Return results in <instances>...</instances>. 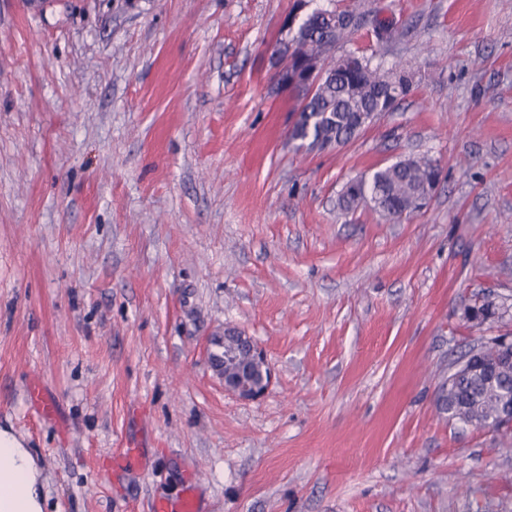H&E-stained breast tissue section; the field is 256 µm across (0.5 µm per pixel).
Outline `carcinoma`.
I'll use <instances>...</instances> for the list:
<instances>
[{
    "label": "carcinoma",
    "instance_id": "cac0c4a2",
    "mask_svg": "<svg viewBox=\"0 0 512 512\" xmlns=\"http://www.w3.org/2000/svg\"><path fill=\"white\" fill-rule=\"evenodd\" d=\"M370 26L378 43L388 45L402 39L404 31L393 22L373 19L368 0H349L342 8L315 9L296 25L291 36L303 61L321 58L329 67L326 78L306 105L291 138L321 147L329 141L345 144L362 132L360 124L372 125L394 111L409 92L412 76L402 63L387 67L375 57L352 51L335 54L336 48L349 43L358 31ZM441 168L427 157H408L382 167L372 175L370 184L350 181L344 186L340 206L349 211L370 206L387 220H397L419 211L429 199L430 184L440 181ZM212 363L224 368L231 383L245 382L261 389L268 384L269 364L255 359L235 338V329H225V338L213 342ZM457 394L469 400L462 413L448 403V395L436 394L439 415L465 425H480L495 418L502 391L512 387V367L502 381L487 385L476 377L461 374L453 382Z\"/></svg>",
    "mask_w": 512,
    "mask_h": 512
}]
</instances>
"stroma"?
Returning a JSON list of instances; mask_svg holds the SVG:
<instances>
[{
	"label": "stroma",
	"mask_w": 512,
	"mask_h": 512,
	"mask_svg": "<svg viewBox=\"0 0 512 512\" xmlns=\"http://www.w3.org/2000/svg\"><path fill=\"white\" fill-rule=\"evenodd\" d=\"M336 4L0 0V429L42 512H150L191 478L205 512H512V431L435 409L461 353L512 336L463 318L512 298V0H369L405 35L350 49L416 81L300 150L274 50ZM410 156L443 169L419 213L339 207ZM228 326L266 355L258 399L209 362ZM27 400L43 415L50 416L56 411V402L42 387L37 384H30L27 388Z\"/></svg>",
	"instance_id": "stroma-1"
}]
</instances>
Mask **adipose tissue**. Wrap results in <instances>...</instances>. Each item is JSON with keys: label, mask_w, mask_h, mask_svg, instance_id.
I'll use <instances>...</instances> for the list:
<instances>
[{"label": "adipose tissue", "mask_w": 512, "mask_h": 512, "mask_svg": "<svg viewBox=\"0 0 512 512\" xmlns=\"http://www.w3.org/2000/svg\"><path fill=\"white\" fill-rule=\"evenodd\" d=\"M0 455L11 467L0 474V512H42L34 463L9 432H0Z\"/></svg>", "instance_id": "adipose-tissue-1"}]
</instances>
